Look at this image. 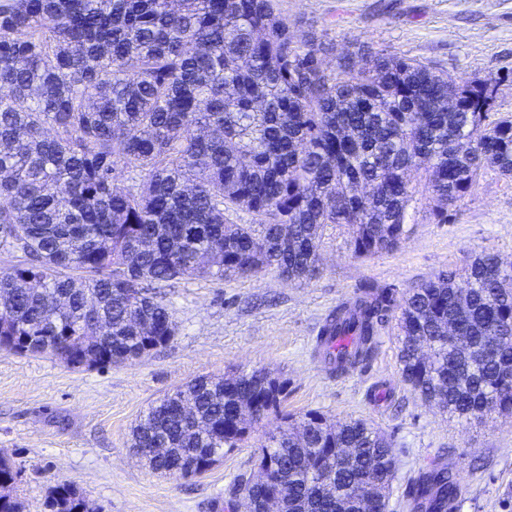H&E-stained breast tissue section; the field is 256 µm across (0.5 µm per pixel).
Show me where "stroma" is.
<instances>
[{"mask_svg":"<svg viewBox=\"0 0 512 512\" xmlns=\"http://www.w3.org/2000/svg\"><path fill=\"white\" fill-rule=\"evenodd\" d=\"M297 39L344 48L361 40L463 80L497 81L494 109L512 115V0H276ZM347 235L327 233L322 273L306 282L268 271L248 279L183 281L169 289L177 333L141 359L73 369L44 357L0 352V448L22 469L13 495L23 512H46L60 481L90 512H222L237 475L257 451L228 448L207 472H153L130 446L140 413L198 376L260 369L285 384L284 410L363 419L392 442L397 471L388 512H406L408 481L427 462L459 480L457 512H512V415L462 424L415 394L402 376L395 323L371 358L342 376L314 358L327 313L366 288L394 299L442 271L464 270L480 252L512 264V181L487 172L447 222L413 213L396 250L354 258Z\"/></svg>","mask_w":512,"mask_h":512,"instance_id":"35a3bbf8","label":"stroma"}]
</instances>
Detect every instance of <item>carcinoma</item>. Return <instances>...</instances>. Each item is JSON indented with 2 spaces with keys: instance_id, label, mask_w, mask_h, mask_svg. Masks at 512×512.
Returning <instances> with one entry per match:
<instances>
[{
  "instance_id": "cac0c4a2",
  "label": "carcinoma",
  "mask_w": 512,
  "mask_h": 512,
  "mask_svg": "<svg viewBox=\"0 0 512 512\" xmlns=\"http://www.w3.org/2000/svg\"><path fill=\"white\" fill-rule=\"evenodd\" d=\"M353 47L325 68L334 46L297 41L274 0H0V252L21 254L0 273V351L72 368L130 362L175 336L165 286L271 270L313 279L327 229L346 228L357 257L390 251L422 201L446 222L486 171L512 179L495 84ZM238 211L252 223H228ZM395 308L414 392L458 419L512 414V267L481 252L397 306L367 292L336 307L322 335L357 332L348 365L363 363ZM95 319L104 333L89 338ZM450 321L468 348L448 345ZM418 336L433 339L427 359ZM284 391L260 371L192 380L140 416L132 447L166 449L148 464L159 474H203L250 440L232 414L250 397L280 416L258 463L288 474L284 512L383 505L388 439L362 420L288 413ZM326 470L331 496L316 485ZM20 474L1 451L0 482ZM243 492L258 501L266 489L242 477ZM46 507L80 512L86 500L62 482Z\"/></svg>"
}]
</instances>
